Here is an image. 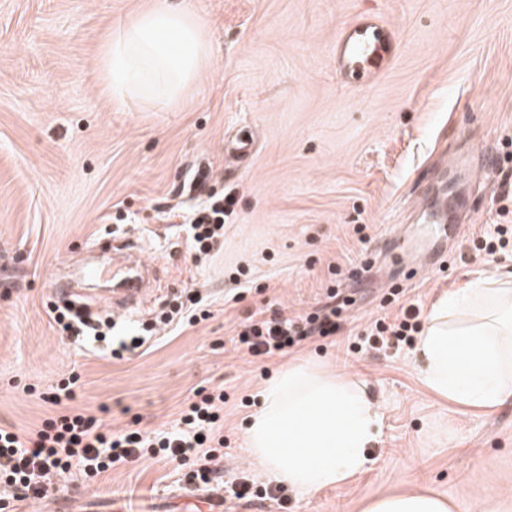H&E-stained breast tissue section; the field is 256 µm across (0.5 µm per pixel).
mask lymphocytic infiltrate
I'll list each match as a JSON object with an SVG mask.
<instances>
[{
	"label": "lymphocytic infiltrate",
	"mask_w": 512,
	"mask_h": 512,
	"mask_svg": "<svg viewBox=\"0 0 512 512\" xmlns=\"http://www.w3.org/2000/svg\"><path fill=\"white\" fill-rule=\"evenodd\" d=\"M190 190L202 198L183 215L185 246L200 263L223 239L231 201L227 195L206 190L200 177L192 180ZM48 315L59 336L75 343L110 341L112 358L123 360L156 344L161 331L197 325L210 313L199 298L191 296L165 304L152 322L118 332L112 322L101 321L71 303L49 304ZM420 317V310L411 306L394 318L375 319L365 327L363 341L371 347L400 350L413 346L421 330ZM301 325L276 311H255L240 322L237 347L251 357L284 354L306 338ZM80 379L73 371L57 382L48 400L58 410L38 429L20 433L0 427V512H16L20 502L66 491L73 475L92 483L112 467L139 460L176 464L192 481L215 479L226 446L223 386L196 389L171 428L116 431L103 418L76 406Z\"/></svg>",
	"instance_id": "lymphocytic-infiltrate-1"
}]
</instances>
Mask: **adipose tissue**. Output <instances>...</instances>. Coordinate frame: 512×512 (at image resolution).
<instances>
[{
	"mask_svg": "<svg viewBox=\"0 0 512 512\" xmlns=\"http://www.w3.org/2000/svg\"><path fill=\"white\" fill-rule=\"evenodd\" d=\"M206 19L186 0H159L107 40L101 82L122 106L160 91L170 103L203 77L212 57ZM427 384L464 405L512 399V272L495 273L434 304L417 343ZM245 439L263 477L313 495L370 464L365 448L382 415L349 377L326 366L286 364L261 390ZM363 512H454L441 496L409 491L366 503Z\"/></svg>",
	"mask_w": 512,
	"mask_h": 512,
	"instance_id": "ef3b65f1",
	"label": "adipose tissue"
}]
</instances>
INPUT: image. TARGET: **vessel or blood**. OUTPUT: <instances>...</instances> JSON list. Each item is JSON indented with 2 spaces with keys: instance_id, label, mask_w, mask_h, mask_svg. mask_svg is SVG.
<instances>
[{
  "instance_id": "1",
  "label": "vessel or blood",
  "mask_w": 512,
  "mask_h": 512,
  "mask_svg": "<svg viewBox=\"0 0 512 512\" xmlns=\"http://www.w3.org/2000/svg\"><path fill=\"white\" fill-rule=\"evenodd\" d=\"M396 43V29L389 21L373 15L360 16L336 34V71L347 86L370 89L392 62ZM421 218L430 238L436 237L439 225L452 223L447 193H438L431 205L422 209ZM111 249V265L89 268L87 274L96 279L111 278L113 312L137 311L144 306L153 286L152 265L135 241L118 239Z\"/></svg>"
}]
</instances>
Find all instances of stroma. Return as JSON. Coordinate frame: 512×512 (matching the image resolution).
Listing matches in <instances>:
<instances>
[{"label": "stroma", "instance_id": "stroma-1", "mask_svg": "<svg viewBox=\"0 0 512 512\" xmlns=\"http://www.w3.org/2000/svg\"><path fill=\"white\" fill-rule=\"evenodd\" d=\"M189 2L208 23L204 78L177 105L117 108L100 88L102 47L157 0H0V426L40 427L55 413L41 392L73 370L78 407L116 430L172 424L195 389L223 386L222 479L190 487L152 461L67 490L76 512H205L204 494L254 473L245 430L262 384L290 362H333L381 408L371 466L311 498L225 497L224 512H361L411 490L457 512H512V403L460 404L427 385L415 351L357 346L377 318L411 304L430 315L443 294L512 270V255L476 248L512 181V0ZM368 8L399 47L359 92L338 77L332 46ZM246 131L252 156L226 162V142ZM439 169L467 229L417 263L398 237L425 244L416 209ZM197 175L235 197L223 245L199 265L174 215ZM112 236L134 237L159 271L141 321L176 293L198 294L210 318L125 360L60 339L51 278ZM236 286L244 299L225 302ZM339 295L354 303L336 335L252 363L237 350L235 328L256 310L305 316Z\"/></svg>", "mask_w": 512, "mask_h": 512}]
</instances>
